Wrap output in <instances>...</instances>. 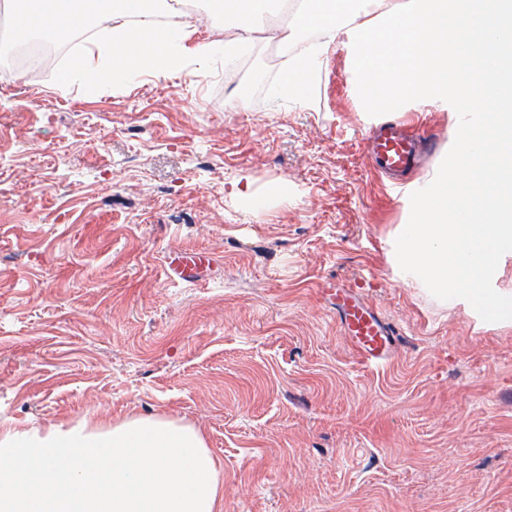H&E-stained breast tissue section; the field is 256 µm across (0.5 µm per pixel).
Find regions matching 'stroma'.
Masks as SVG:
<instances>
[{
  "instance_id": "1",
  "label": "stroma",
  "mask_w": 512,
  "mask_h": 512,
  "mask_svg": "<svg viewBox=\"0 0 512 512\" xmlns=\"http://www.w3.org/2000/svg\"><path fill=\"white\" fill-rule=\"evenodd\" d=\"M223 37L214 18L186 71L119 90L0 66V428L180 420L223 512H512V320L400 269L409 196L369 165L346 49L314 101H246L253 64L289 60L259 30L225 60ZM390 118L429 139L428 186L456 112ZM201 248L203 281L168 276ZM354 282L400 338L378 367L328 299Z\"/></svg>"
}]
</instances>
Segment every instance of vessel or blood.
I'll return each instance as SVG.
<instances>
[{"label": "vessel or blood", "instance_id": "obj_1", "mask_svg": "<svg viewBox=\"0 0 512 512\" xmlns=\"http://www.w3.org/2000/svg\"><path fill=\"white\" fill-rule=\"evenodd\" d=\"M428 148L426 138L415 125L389 121L369 137L368 159L373 170L396 185L420 166ZM210 264V255L200 251H176L168 257L171 275L187 282L197 281ZM332 305L344 335L357 352L372 365L385 364L396 349L397 333L363 298L359 287L337 286Z\"/></svg>", "mask_w": 512, "mask_h": 512}]
</instances>
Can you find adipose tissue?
<instances>
[{
    "label": "adipose tissue",
    "instance_id": "ef3b65f1",
    "mask_svg": "<svg viewBox=\"0 0 512 512\" xmlns=\"http://www.w3.org/2000/svg\"><path fill=\"white\" fill-rule=\"evenodd\" d=\"M14 40L62 33L86 19L107 30L98 44L110 62L88 80L120 88L142 73L181 71L208 46L193 42L191 17L167 28L152 15L168 0H7ZM282 0H224L226 55L242 34L281 9ZM219 466L193 427L164 416L105 425L83 419L68 427L0 430V512H223Z\"/></svg>",
    "mask_w": 512,
    "mask_h": 512
}]
</instances>
